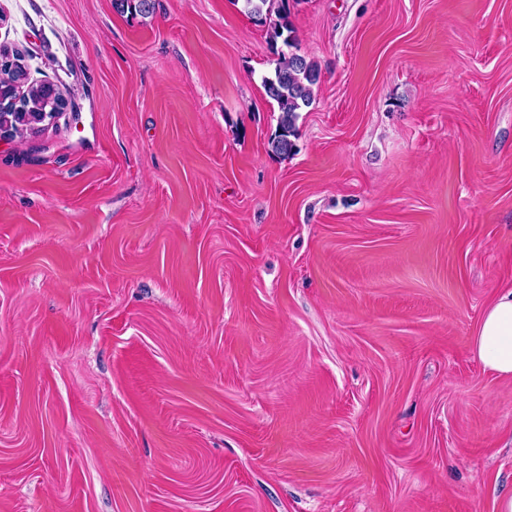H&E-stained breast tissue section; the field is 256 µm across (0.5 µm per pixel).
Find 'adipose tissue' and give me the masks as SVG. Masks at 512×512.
Listing matches in <instances>:
<instances>
[{
	"label": "adipose tissue",
	"mask_w": 512,
	"mask_h": 512,
	"mask_svg": "<svg viewBox=\"0 0 512 512\" xmlns=\"http://www.w3.org/2000/svg\"><path fill=\"white\" fill-rule=\"evenodd\" d=\"M472 348L486 369L512 377V289L502 292L485 311Z\"/></svg>",
	"instance_id": "1"
}]
</instances>
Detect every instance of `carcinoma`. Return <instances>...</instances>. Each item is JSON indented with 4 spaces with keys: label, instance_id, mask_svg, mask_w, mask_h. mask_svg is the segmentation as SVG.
<instances>
[{
    "label": "carcinoma",
    "instance_id": "obj_1",
    "mask_svg": "<svg viewBox=\"0 0 512 512\" xmlns=\"http://www.w3.org/2000/svg\"><path fill=\"white\" fill-rule=\"evenodd\" d=\"M241 11L267 26L273 70L263 78L266 95L278 107L277 126L267 142L268 151L287 157L295 152L296 120L299 112L313 102V89L319 83V66L300 53L295 28L291 21L288 0H234ZM116 12L132 16L154 13L155 0H113ZM61 96L54 85L30 83L26 86L13 80L0 79V104L22 98V109L0 107V124H9L13 134L23 138L36 133L39 115Z\"/></svg>",
    "mask_w": 512,
    "mask_h": 512
}]
</instances>
